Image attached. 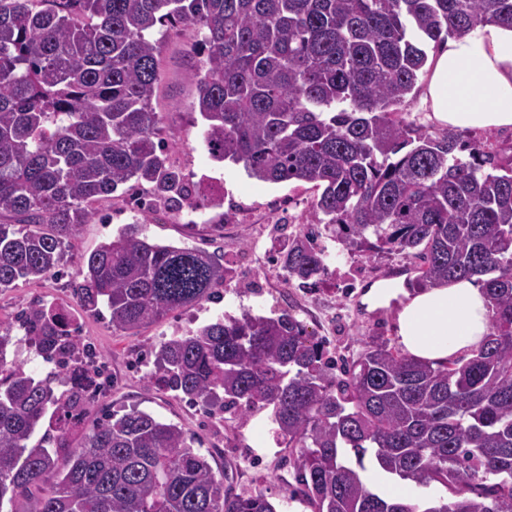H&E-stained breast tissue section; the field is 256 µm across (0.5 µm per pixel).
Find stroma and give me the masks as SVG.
<instances>
[{"instance_id":"1","label":"stroma","mask_w":512,"mask_h":512,"mask_svg":"<svg viewBox=\"0 0 512 512\" xmlns=\"http://www.w3.org/2000/svg\"><path fill=\"white\" fill-rule=\"evenodd\" d=\"M199 38L195 29L182 26L161 33L160 83L154 102L172 167L197 186L191 202L159 205L148 184L131 194L116 191L92 203L95 216L82 225L69 255H89L123 225L138 221L144 235L157 243L223 250L227 282L218 288V301L181 308L129 336L113 331L105 316L86 314L62 282L20 280L0 292V325L13 323L16 314L35 300L63 310L81 336L95 344L102 378L96 390L113 409L137 408L182 425L199 439L202 452L213 456L214 467L223 469L224 482L233 492L260 491L280 504L282 512H310L305 504L284 500L295 475L287 449L273 441L266 413L252 415L243 425L230 414L221 420L209 417L201 406L149 379L145 351L154 340L188 333L224 313L236 315L250 308L273 317L288 306L323 341L330 356L349 359L360 351L362 337L396 339L398 301L371 311L363 295L372 283L383 280H398L406 290L416 291L417 262L402 255L334 256L327 275L313 289L284 283L275 261L282 235L273 226L284 204L297 222H304L314 193L308 184L294 180L268 183L250 178L242 165L209 156L202 137L205 124L194 108L196 90L187 77L197 61L193 46Z\"/></svg>"}]
</instances>
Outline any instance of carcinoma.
Segmentation results:
<instances>
[{
    "mask_svg": "<svg viewBox=\"0 0 512 512\" xmlns=\"http://www.w3.org/2000/svg\"><path fill=\"white\" fill-rule=\"evenodd\" d=\"M486 24L512 28V0H0V291L66 277L134 336L226 281L223 255L151 242L137 221L67 257L88 206L121 185L191 199L161 146L152 34L193 27L210 156L317 191L280 251L285 282L323 280L326 234L338 256L418 259L425 287L475 280L491 332L442 364L369 335L338 371L292 313L244 309L152 344L151 378L214 416L270 411L297 477L288 500L312 512H512V157L402 117L426 43ZM17 323L19 337L0 331V509L278 512L224 487L176 423L137 408L88 418L95 354L65 313L34 303ZM22 346L53 369L26 370ZM368 461L421 492L384 496Z\"/></svg>",
    "mask_w": 512,
    "mask_h": 512,
    "instance_id": "1",
    "label": "carcinoma"
}]
</instances>
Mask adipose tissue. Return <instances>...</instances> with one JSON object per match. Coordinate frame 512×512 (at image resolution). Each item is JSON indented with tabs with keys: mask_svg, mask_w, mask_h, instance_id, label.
<instances>
[{
	"mask_svg": "<svg viewBox=\"0 0 512 512\" xmlns=\"http://www.w3.org/2000/svg\"><path fill=\"white\" fill-rule=\"evenodd\" d=\"M423 102L438 126L512 128V29L488 24L448 38L429 68ZM490 332L486 294L462 279L418 291L397 314L405 352L445 362L478 349Z\"/></svg>",
	"mask_w": 512,
	"mask_h": 512,
	"instance_id": "1",
	"label": "adipose tissue"
}]
</instances>
